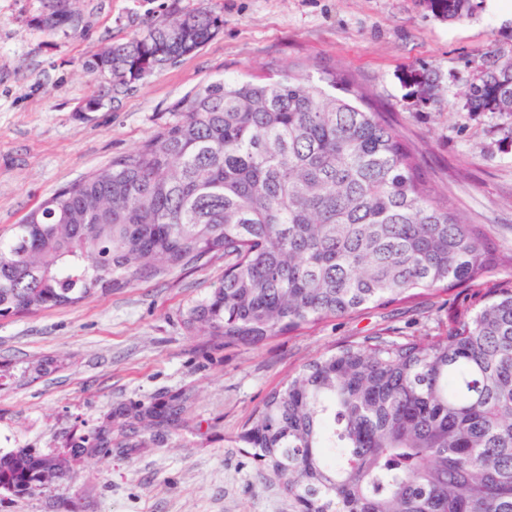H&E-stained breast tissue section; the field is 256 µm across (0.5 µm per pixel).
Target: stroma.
<instances>
[{
    "label": "stroma",
    "instance_id": "obj_1",
    "mask_svg": "<svg viewBox=\"0 0 512 512\" xmlns=\"http://www.w3.org/2000/svg\"><path fill=\"white\" fill-rule=\"evenodd\" d=\"M72 8L76 33L49 35L32 22L43 0H0V237L56 189L148 140L171 121L172 103L209 76H259L274 63L312 77L328 65L346 71L418 147L436 194L512 252V117L467 111L460 83L485 56L512 57V0H481L452 23L425 0H72ZM201 9L223 18L221 31L124 95L106 96L84 73L89 51ZM426 70L438 90L424 102L410 79ZM97 97L102 106L86 111ZM223 276L218 254L76 306L0 318V448L70 460L68 478L37 495L0 492V512H294L240 440L264 400L337 343L446 334L449 314L512 270L255 346L216 347L190 333L183 314ZM176 398L185 401L180 425L149 447L72 454L102 422L118 435L138 411Z\"/></svg>",
    "mask_w": 512,
    "mask_h": 512
}]
</instances>
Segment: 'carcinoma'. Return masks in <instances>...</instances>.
Segmentation results:
<instances>
[{"instance_id":"1","label":"carcinoma","mask_w":512,"mask_h":512,"mask_svg":"<svg viewBox=\"0 0 512 512\" xmlns=\"http://www.w3.org/2000/svg\"><path fill=\"white\" fill-rule=\"evenodd\" d=\"M453 22L475 0H431ZM50 35L73 12L41 13ZM224 19L177 14L90 52L112 96L197 52ZM470 112L512 116V58L464 80ZM132 151L55 191L0 238V317L75 306L224 254V278L184 323L215 345H256L305 324L473 283L510 265L441 201L414 147L336 67L218 74ZM184 400L136 416L179 426ZM296 512H512V281L434 340L378 333L336 346L271 394L240 437ZM112 444L107 422L88 438ZM47 458L0 450V488L44 489Z\"/></svg>"}]
</instances>
